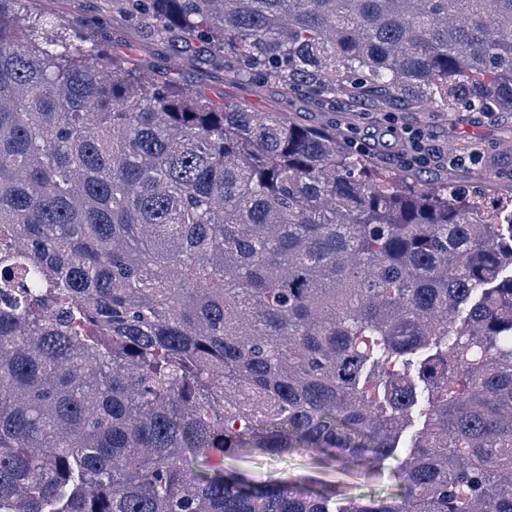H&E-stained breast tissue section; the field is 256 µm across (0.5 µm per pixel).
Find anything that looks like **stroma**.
I'll list each match as a JSON object with an SVG mask.
<instances>
[{"instance_id":"1","label":"stroma","mask_w":512,"mask_h":512,"mask_svg":"<svg viewBox=\"0 0 512 512\" xmlns=\"http://www.w3.org/2000/svg\"><path fill=\"white\" fill-rule=\"evenodd\" d=\"M23 10L47 21L63 17L91 44L135 56L144 76L216 95L226 91L257 110L284 112L309 126L332 127L353 152L367 155L373 166L389 177L397 173L413 177L414 167L405 165L400 156L410 149L407 130L423 129L432 144L454 150L460 157L452 166L433 165L441 183L461 185L472 193L489 192L505 204L512 202L511 116L468 112L458 119L433 107L409 109L368 100L351 108L341 96L321 104L284 95L274 86L261 91L248 83L228 87L222 68L204 57L192 60L178 56L152 29L133 25L113 10L110 0H25ZM395 465V459L388 460L382 473L373 475L331 465L312 452L242 454L224 461L225 469L243 472L264 484L314 479L339 484L352 495L375 498L396 494L398 486L392 476Z\"/></svg>"}]
</instances>
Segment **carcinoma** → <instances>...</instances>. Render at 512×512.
Segmentation results:
<instances>
[{
	"label": "carcinoma",
	"instance_id": "cac0c4a2",
	"mask_svg": "<svg viewBox=\"0 0 512 512\" xmlns=\"http://www.w3.org/2000/svg\"><path fill=\"white\" fill-rule=\"evenodd\" d=\"M0 0V512H512V213ZM224 82L512 114V0H112ZM400 494L267 486L314 449ZM395 466L396 461L389 459L385 462L382 473L373 475L331 465L320 455L312 452L274 456L242 454L224 459L225 470L243 472L260 483L277 484L288 480L314 479L329 484H340L347 493L368 498H385L397 493L398 483L391 474Z\"/></svg>",
	"mask_w": 512,
	"mask_h": 512
}]
</instances>
